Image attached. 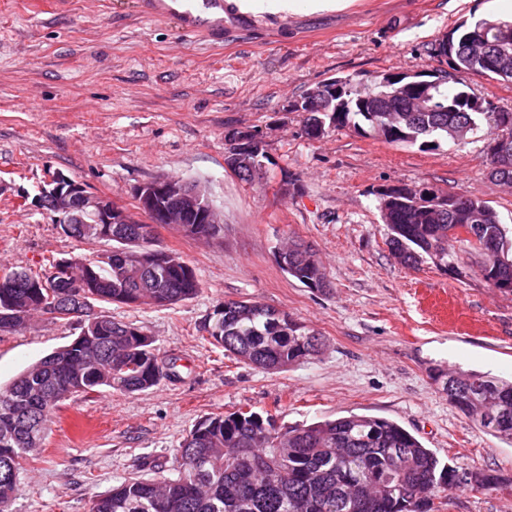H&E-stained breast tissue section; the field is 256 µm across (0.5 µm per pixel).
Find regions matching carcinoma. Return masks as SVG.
I'll list each match as a JSON object with an SVG mask.
<instances>
[{
	"label": "carcinoma",
	"mask_w": 512,
	"mask_h": 512,
	"mask_svg": "<svg viewBox=\"0 0 512 512\" xmlns=\"http://www.w3.org/2000/svg\"><path fill=\"white\" fill-rule=\"evenodd\" d=\"M486 31L487 53L506 54L501 70L473 60L470 42ZM440 62L455 72L512 82V26L479 20L461 22L436 41ZM398 81L336 78L318 83L308 95L318 101L305 124L333 129L390 124L388 143L422 146L448 139V124L464 122L472 131L486 130L490 176L512 185V167L499 169L492 144L512 145V111L481 101L448 83L431 86L433 112H422L398 88L423 75L396 74ZM388 245L406 266L415 268L429 257L441 270L462 277L463 269L448 252L451 239L482 256L480 273L491 286L512 277V243L498 211L487 201L466 195L448 207V194L415 188L399 197L390 219ZM184 235L207 241L218 238L222 224H182ZM63 235L96 242L88 224H61ZM288 253L286 273L307 288H329L323 267L311 249L297 240L280 247ZM130 252L165 256V266L128 259ZM52 275L24 268L0 277V334L25 329L40 305L65 291L84 275L81 258L49 263ZM89 306L78 315L79 334L68 344L32 364L0 389V512H7L17 477L41 447L46 424L64 402L91 398L104 389L134 394L176 375L175 361L159 353L150 334L133 324L115 321L105 306L120 303L162 308L193 298L200 290L194 269L155 238L136 243L112 240L111 254L91 263ZM203 329L209 343L266 372H280L318 357L322 336L288 312L259 302L228 300L215 306ZM448 402L472 417L490 435L512 443V378H491L476 370L456 371ZM176 454L181 471L175 477H130L92 500L88 512H363L360 496L369 487L375 495L370 512H436L443 493L470 484L491 486L497 479L470 472L456 481L457 468L447 465L398 423L356 415L324 419L280 431L272 415L239 409L199 421Z\"/></svg>",
	"instance_id": "1"
}]
</instances>
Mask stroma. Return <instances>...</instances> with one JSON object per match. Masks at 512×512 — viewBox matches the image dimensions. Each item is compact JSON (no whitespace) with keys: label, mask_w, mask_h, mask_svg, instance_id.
Instances as JSON below:
<instances>
[{"label":"stroma","mask_w":512,"mask_h":512,"mask_svg":"<svg viewBox=\"0 0 512 512\" xmlns=\"http://www.w3.org/2000/svg\"><path fill=\"white\" fill-rule=\"evenodd\" d=\"M487 0H356L344 11L295 14L229 0L224 40L144 18L138 0H0V269L90 260L99 243L58 233L36 199L59 171L135 211L134 189L162 175L199 181L224 215V235L154 227L194 269L201 290L171 307L109 305L154 337L177 376L148 391L68 401L18 477L9 512H87L129 477L175 474L176 450L201 419L238 409L277 427L350 414L382 417L445 463L496 477L464 487L439 512H512V444L448 402L447 369L512 376V292L490 287L478 256L454 277L412 269L387 244L377 189L430 186L488 201L512 229V186L489 176L484 132L439 147L390 144L350 127L309 139L291 105L331 77L434 70L436 39L485 15ZM232 131L258 135L265 178L246 183L224 163ZM288 193H281V184ZM308 243L330 283L286 274L279 243ZM252 300L322 334L323 353L271 374L224 354L200 326L216 305ZM77 322L34 318L0 337V387L67 344Z\"/></svg>","instance_id":"35a3bbf8"}]
</instances>
